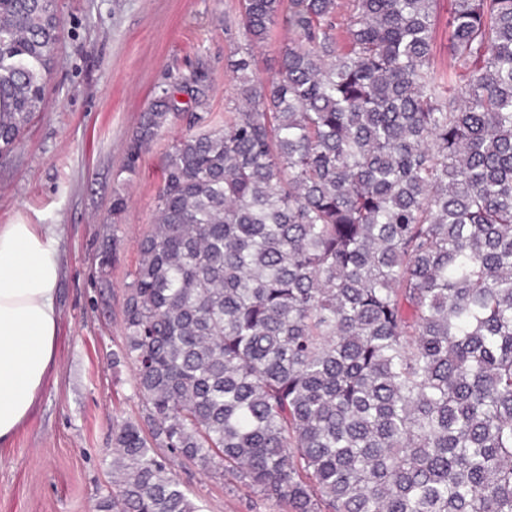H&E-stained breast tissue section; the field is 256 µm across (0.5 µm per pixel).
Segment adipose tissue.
<instances>
[{"label":"adipose tissue","mask_w":512,"mask_h":512,"mask_svg":"<svg viewBox=\"0 0 512 512\" xmlns=\"http://www.w3.org/2000/svg\"><path fill=\"white\" fill-rule=\"evenodd\" d=\"M59 275L51 230L0 225V442L28 417L56 362Z\"/></svg>","instance_id":"ef3b65f1"}]
</instances>
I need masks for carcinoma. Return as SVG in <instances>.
<instances>
[{
    "label": "carcinoma",
    "instance_id": "obj_1",
    "mask_svg": "<svg viewBox=\"0 0 512 512\" xmlns=\"http://www.w3.org/2000/svg\"><path fill=\"white\" fill-rule=\"evenodd\" d=\"M453 5L443 70L437 0H241L230 116L172 145L138 241L112 363L141 413L98 512H201L167 452L293 512H512V0ZM60 28L56 0H0V153ZM290 38L286 28H278L264 45L255 49L260 75H271L278 68L280 51Z\"/></svg>",
    "mask_w": 512,
    "mask_h": 512
}]
</instances>
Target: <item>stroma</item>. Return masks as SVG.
Segmentation results:
<instances>
[{"mask_svg": "<svg viewBox=\"0 0 512 512\" xmlns=\"http://www.w3.org/2000/svg\"><path fill=\"white\" fill-rule=\"evenodd\" d=\"M61 19L44 108L19 145L0 154V225L55 231L59 267L57 361L32 412L0 444V512H97L110 480L113 418H135L134 370L113 365L122 341V294L137 241L153 221L164 156L188 129L187 115L221 126L235 98L226 68L246 43L240 0H56ZM206 70L209 90L194 102L180 86ZM181 110L125 169L126 145L162 91ZM127 207L123 246L109 287L95 257L113 192ZM173 472L203 512H289L287 506L170 457Z\"/></svg>", "mask_w": 512, "mask_h": 512, "instance_id": "obj_1", "label": "stroma"}]
</instances>
